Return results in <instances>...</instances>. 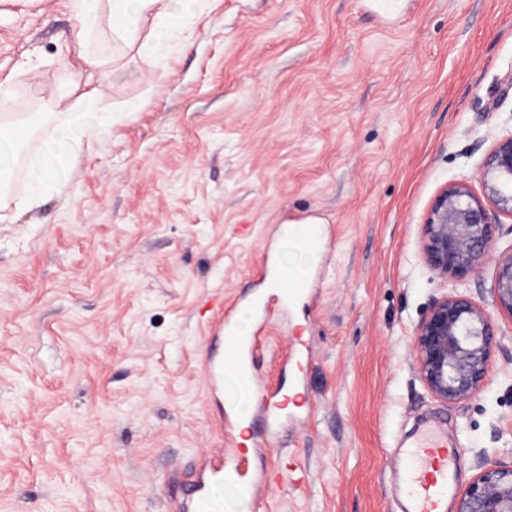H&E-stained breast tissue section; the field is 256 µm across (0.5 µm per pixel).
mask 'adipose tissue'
Here are the masks:
<instances>
[{"mask_svg":"<svg viewBox=\"0 0 512 512\" xmlns=\"http://www.w3.org/2000/svg\"><path fill=\"white\" fill-rule=\"evenodd\" d=\"M205 0H73L72 6L82 24L70 40L79 49L83 65L96 68L111 55L116 44L137 46L139 55L150 65H158L173 50L174 33L188 30L187 20L202 7ZM153 18L154 27L148 37H141L140 24ZM108 28L110 39H98L100 28ZM97 90L78 92L76 85L65 88L60 98L65 106L54 112L55 125L46 145L59 146L65 158L71 159L90 148L97 133L112 128L121 119L119 113L92 110Z\"/></svg>","mask_w":512,"mask_h":512,"instance_id":"1","label":"adipose tissue"}]
</instances>
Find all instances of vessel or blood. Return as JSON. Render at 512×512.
<instances>
[{
  "label": "vessel or blood",
  "instance_id": "vessel-or-blood-1",
  "mask_svg": "<svg viewBox=\"0 0 512 512\" xmlns=\"http://www.w3.org/2000/svg\"><path fill=\"white\" fill-rule=\"evenodd\" d=\"M259 270L261 275L273 277L276 287L273 297L250 300L257 316L252 335L238 332V306L221 308L210 329L213 347L205 366L208 391H223L227 378L233 376L255 399L261 411L250 420L254 426L268 424L270 415L288 406L287 399L271 395L263 388L256 372V353L267 325L276 315L287 313L289 304L300 299L313 280L309 273H289L265 255L260 258ZM458 455V448L449 445L446 433L434 423L425 424L410 442L400 445L393 463L404 479L401 512H448V500L455 490L451 477ZM220 478L230 481L241 502L248 505L259 501L267 487L265 480L253 476L249 457H237L229 468L224 464L223 449L216 448L199 458L188 480L177 483L172 496L173 512H200L209 483Z\"/></svg>",
  "mask_w": 512,
  "mask_h": 512
}]
</instances>
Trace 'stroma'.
I'll list each match as a JSON object with an SVG mask.
<instances>
[{
  "label": "stroma",
  "instance_id": "35a3bbf8",
  "mask_svg": "<svg viewBox=\"0 0 512 512\" xmlns=\"http://www.w3.org/2000/svg\"><path fill=\"white\" fill-rule=\"evenodd\" d=\"M71 0H0V83L15 111L52 104L78 65ZM162 69L115 49L86 70L125 120L71 166L64 189L0 201V512H169L174 479L222 447L208 397L209 305L268 294L258 249L285 217L324 221L315 284L272 323L258 356L288 420L266 449L295 453L305 488L271 484L207 512H395L394 439L445 420L482 466L512 465V315L492 292L512 250L462 280L428 265L437 195L479 173L512 134V0H405L389 28L362 0H209ZM39 58L26 72V57ZM448 295L490 316L489 376L449 403L415 346Z\"/></svg>",
  "mask_w": 512,
  "mask_h": 512
}]
</instances>
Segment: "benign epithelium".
<instances>
[{"mask_svg": "<svg viewBox=\"0 0 512 512\" xmlns=\"http://www.w3.org/2000/svg\"><path fill=\"white\" fill-rule=\"evenodd\" d=\"M480 183L483 196L455 183L431 208L424 252L443 277L462 280L474 272L490 250L498 216L512 217V135L496 142ZM493 293L496 304L512 314V252L496 261ZM415 342L421 376L437 397L465 401L481 390L493 347L483 307L458 296L435 301L417 327ZM456 512H512V467L481 471Z\"/></svg>", "mask_w": 512, "mask_h": 512, "instance_id": "benign-epithelium-1", "label": "benign epithelium"}]
</instances>
